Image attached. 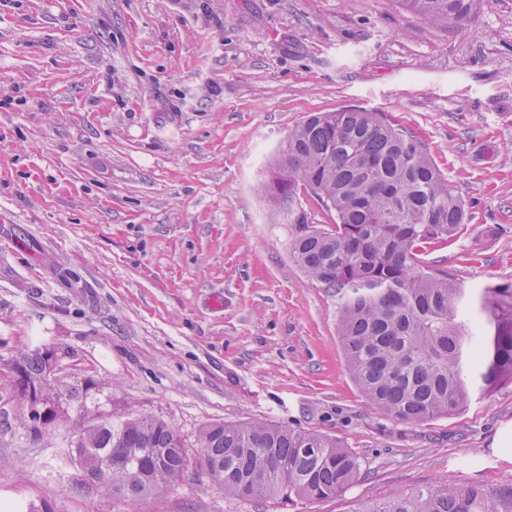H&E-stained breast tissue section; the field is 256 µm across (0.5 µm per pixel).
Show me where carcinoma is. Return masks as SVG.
I'll use <instances>...</instances> for the list:
<instances>
[{
    "mask_svg": "<svg viewBox=\"0 0 512 512\" xmlns=\"http://www.w3.org/2000/svg\"><path fill=\"white\" fill-rule=\"evenodd\" d=\"M431 24L474 22L477 0H399ZM268 202L294 215L298 187L336 214L333 229L303 225L290 255L312 281L340 295L339 336L348 371L368 404L393 421L419 424L459 412L481 390L512 383V287L489 288L480 301L483 330L459 318L461 289L425 265L426 248L458 234L466 214L448 179L413 132L363 107L309 115L274 160ZM18 377L0 390L23 405L45 360L24 353ZM71 448L79 484L96 488L103 463L129 452L135 469H112V495L127 501L178 485L192 467L244 500L294 505L333 497L360 472L358 457L318 432L214 422L190 456L178 430L150 415H102L78 424ZM355 512H512V487L416 488L362 504Z\"/></svg>",
    "mask_w": 512,
    "mask_h": 512,
    "instance_id": "obj_1",
    "label": "carcinoma"
}]
</instances>
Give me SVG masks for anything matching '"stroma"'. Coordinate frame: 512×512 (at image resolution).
Wrapping results in <instances>:
<instances>
[{
  "label": "stroma",
  "mask_w": 512,
  "mask_h": 512,
  "mask_svg": "<svg viewBox=\"0 0 512 512\" xmlns=\"http://www.w3.org/2000/svg\"><path fill=\"white\" fill-rule=\"evenodd\" d=\"M470 26L398 0H0V366L55 350L86 393L40 439L0 433L17 512H356L422 486H512V384L421 424L351 379L340 299L290 257L272 159L307 115L361 106L425 144L467 220L426 250L466 299L512 286V0ZM148 414L336 438V496L286 506L202 472L136 504L77 485L74 421Z\"/></svg>",
  "instance_id": "1"
}]
</instances>
